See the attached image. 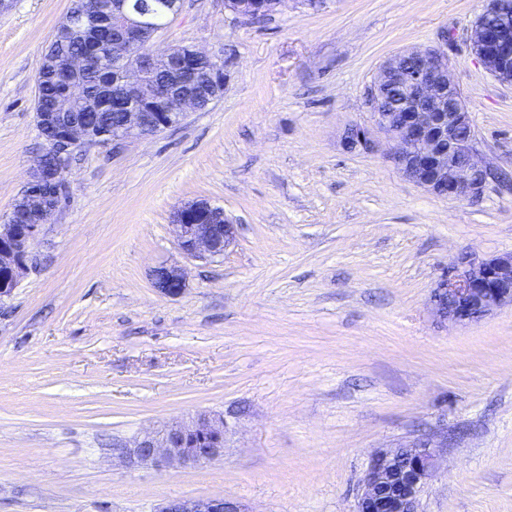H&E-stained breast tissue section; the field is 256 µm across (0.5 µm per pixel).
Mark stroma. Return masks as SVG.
Returning <instances> with one entry per match:
<instances>
[{
	"label": "stroma",
	"instance_id": "stroma-1",
	"mask_svg": "<svg viewBox=\"0 0 512 512\" xmlns=\"http://www.w3.org/2000/svg\"><path fill=\"white\" fill-rule=\"evenodd\" d=\"M71 0L0 12V219L43 141L40 59ZM483 0H285L243 20L184 0L150 47L221 56L223 98L176 126L73 152L64 200L0 300V512H153L225 496L242 512H354L371 454L441 443L418 512H512V308L453 324L432 294L460 252H512V85L468 36ZM409 48L443 50L496 178L482 199L426 193L378 151L373 78ZM206 200L239 226L223 257L171 233ZM184 264L175 297L152 283ZM221 412L222 461L146 469L114 444Z\"/></svg>",
	"mask_w": 512,
	"mask_h": 512
}]
</instances>
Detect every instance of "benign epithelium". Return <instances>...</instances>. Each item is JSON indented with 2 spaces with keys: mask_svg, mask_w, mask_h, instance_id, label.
<instances>
[{
  "mask_svg": "<svg viewBox=\"0 0 512 512\" xmlns=\"http://www.w3.org/2000/svg\"><path fill=\"white\" fill-rule=\"evenodd\" d=\"M82 12L63 21L70 34L93 27L103 12L120 20V43L132 49L130 60L118 71L119 84L130 98L120 129L112 135L119 143L132 136H153L179 123L186 113L200 111L224 94V60L195 46L181 57L173 50L140 54V46L150 43L158 26L146 11H130V0H82ZM471 49L485 69L498 77L512 69V29L494 27L488 21L472 25ZM62 67L72 73L84 71L86 56H63ZM158 61L167 62L176 86L149 82L145 71ZM405 84L410 111L404 117L381 108L379 88ZM206 105H201L202 96ZM374 129H347L345 146L371 153L380 138L395 144L393 161L409 180L442 198L474 202L487 186L491 168L474 147L475 127L464 103L459 84L439 49L427 55L415 48L403 50L380 67L371 90ZM38 129L48 124L58 127V137L50 144L60 165L78 147L102 143L73 112H37ZM48 179L44 155L31 169L23 192V223L0 224V300L11 295L28 270L41 226L58 208L54 197L43 194ZM172 232L180 252L189 259L224 256L234 245L237 224L224 209L205 200L188 202L172 219ZM155 288L177 296L185 288L183 267L161 264L152 271ZM437 314L453 323L477 321L492 312L512 306V253L482 258L462 255L458 266L448 271L434 292ZM229 424L222 413L200 412L174 419L154 431L115 445L113 453L129 465L141 468L187 467L224 459ZM438 445L427 438H415L393 448H380L357 495L356 512H417L421 492L436 472ZM155 512H240L239 506L224 497L185 498L164 502Z\"/></svg>",
  "mask_w": 512,
  "mask_h": 512,
  "instance_id": "benign-epithelium-1",
  "label": "benign epithelium"
}]
</instances>
